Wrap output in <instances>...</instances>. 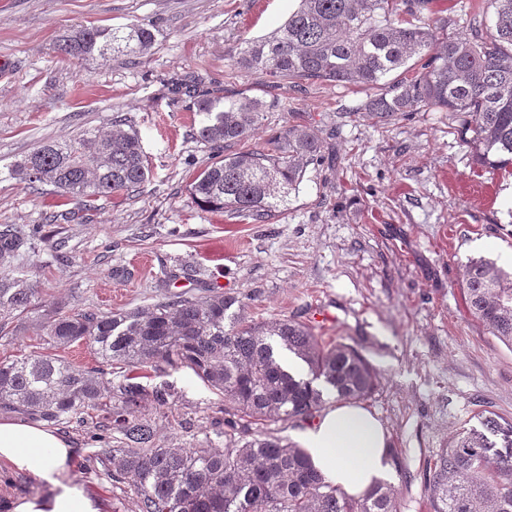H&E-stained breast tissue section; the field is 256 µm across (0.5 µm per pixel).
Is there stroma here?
<instances>
[{
    "instance_id": "35a3bbf8",
    "label": "stroma",
    "mask_w": 512,
    "mask_h": 512,
    "mask_svg": "<svg viewBox=\"0 0 512 512\" xmlns=\"http://www.w3.org/2000/svg\"><path fill=\"white\" fill-rule=\"evenodd\" d=\"M299 0H0V226L40 228L23 261L40 301L102 312L144 308L208 285L240 297L256 321L294 318L325 341L356 347L376 368L363 406L382 425L398 464L386 477L399 512H433L424 474L440 448L484 415L512 420V349L466 307L463 265L483 257L512 267V175L476 165L444 112L383 123L358 112L349 85H281L227 79L241 44L268 35ZM153 24L138 57L78 61L57 39L77 25ZM180 78L265 98L263 131L319 129L333 167L309 166L288 209L267 224L203 212L188 185L212 154L192 134L191 99L173 102ZM139 132L151 174L145 186L45 222L57 198L16 179L15 162L44 142L86 127ZM328 312L330 321L316 318ZM168 405L141 413L162 439L223 447L224 399L187 369L150 372ZM97 411L63 433L79 450L76 482L107 512H131L130 487H114L95 458L117 445Z\"/></svg>"
}]
</instances>
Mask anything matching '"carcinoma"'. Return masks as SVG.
Masks as SVG:
<instances>
[{"instance_id":"1","label":"carcinoma","mask_w":512,"mask_h":512,"mask_svg":"<svg viewBox=\"0 0 512 512\" xmlns=\"http://www.w3.org/2000/svg\"><path fill=\"white\" fill-rule=\"evenodd\" d=\"M433 0H300L269 36L243 42L234 68L267 84L353 85L365 92L357 107L381 122L412 112H448L459 121L460 141L477 163L493 171L512 168V0H483L469 20L470 34H448V20L430 25L423 14ZM153 28L79 25L58 50L77 60L106 59L115 52L147 53ZM400 71L389 78L393 71ZM175 98L196 105V139L214 153L194 176L189 194L205 212L265 224L288 210L307 168L324 160L315 128L292 125L253 149L233 147L253 136L262 113L275 107L257 97H226L181 79ZM150 166L136 130L83 129L69 141H47L17 161L12 174L31 185H50L68 202L91 208L103 197L143 186ZM41 237L7 225L0 229V335L13 320L37 309L39 289L10 266L35 251ZM462 287L471 314L488 333L512 348V272L485 258L463 266ZM242 301L217 290L173 294L147 309L99 313L71 308L49 311L36 323L50 350L84 341L99 365L79 368L56 354L31 351L0 362V411L50 425L103 411V429L120 434L119 445L98 457L112 484L133 487L132 512H398L383 482L358 498L348 496L314 467L305 449L266 432L224 448L174 446L141 416L143 403L169 402L165 388L146 391L129 372L164 363L191 370L224 395L226 421H306L326 404L366 401L378 373L356 349L326 344L296 319L247 321ZM307 368L291 372L284 352ZM119 374L115 383L111 376ZM114 404L107 408L104 400ZM484 430L462 428L436 454L426 491L433 512H512V420L483 419Z\"/></svg>"}]
</instances>
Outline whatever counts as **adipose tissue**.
<instances>
[{"label":"adipose tissue","mask_w":512,"mask_h":512,"mask_svg":"<svg viewBox=\"0 0 512 512\" xmlns=\"http://www.w3.org/2000/svg\"><path fill=\"white\" fill-rule=\"evenodd\" d=\"M301 439L315 467L350 496H362L392 470L384 430L364 408L336 405ZM76 455L73 441L44 423L0 417V464L39 478L46 488L13 500L8 512H104L102 501L71 477Z\"/></svg>","instance_id":"obj_1"}]
</instances>
